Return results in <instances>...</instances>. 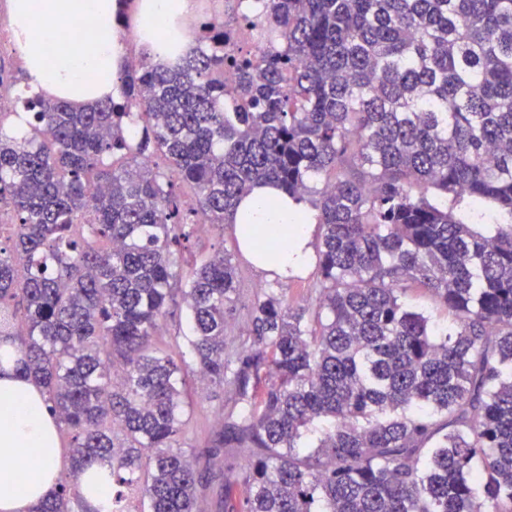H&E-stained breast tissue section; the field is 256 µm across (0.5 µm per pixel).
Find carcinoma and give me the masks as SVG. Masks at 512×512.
I'll list each match as a JSON object with an SVG mask.
<instances>
[{"instance_id":"obj_1","label":"carcinoma","mask_w":512,"mask_h":512,"mask_svg":"<svg viewBox=\"0 0 512 512\" xmlns=\"http://www.w3.org/2000/svg\"><path fill=\"white\" fill-rule=\"evenodd\" d=\"M237 8L261 42L227 54L211 17L175 66L126 64L117 101L78 107L0 72L17 88L0 111V362L72 440L33 512H72L82 481L112 498L80 512H129L131 487L139 512H202L207 474L224 512H512V0ZM262 184L318 212L317 304L265 291L252 342L230 346L232 259L181 273L174 255L197 214L223 225ZM476 205L494 233L469 224ZM288 233L244 228L269 251ZM409 282L452 330L403 299ZM184 309L177 360L156 338ZM196 377L234 401L186 451ZM405 299L419 311L430 317L434 328L440 330L452 328L454 318L448 313L447 308L418 284H407Z\"/></svg>"}]
</instances>
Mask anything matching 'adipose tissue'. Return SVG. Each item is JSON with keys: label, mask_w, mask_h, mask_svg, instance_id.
<instances>
[{"label": "adipose tissue", "mask_w": 512, "mask_h": 512, "mask_svg": "<svg viewBox=\"0 0 512 512\" xmlns=\"http://www.w3.org/2000/svg\"><path fill=\"white\" fill-rule=\"evenodd\" d=\"M118 8L117 0H11V24L25 37L24 61L33 92L77 106L120 98L127 35L115 20ZM140 11L148 21L167 23L165 35L147 43L152 63L163 65L171 54L190 51L192 41L183 23L196 14L197 0H141ZM84 20L95 26L96 42L88 47L70 44L49 55L51 38L62 37L70 25ZM274 193L269 186L255 187L241 208L255 224L291 225L273 259H252L259 271L285 279L310 258L308 227L316 223L317 214L286 198L268 207ZM61 454L58 426L40 388L17 377L12 366H0V512H32L50 495Z\"/></svg>", "instance_id": "obj_1"}]
</instances>
